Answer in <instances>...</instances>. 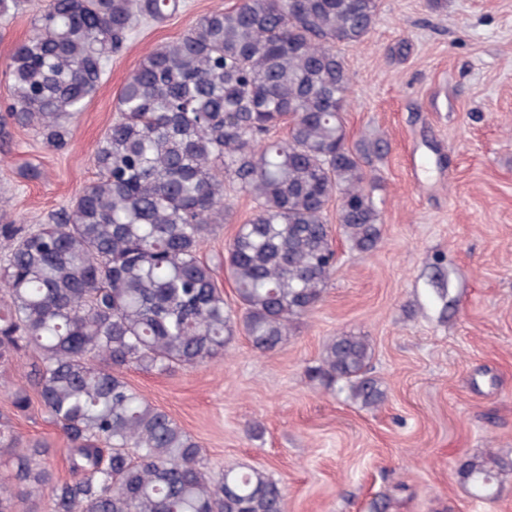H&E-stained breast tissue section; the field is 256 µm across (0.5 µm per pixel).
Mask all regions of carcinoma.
<instances>
[{"label": "carcinoma", "mask_w": 512, "mask_h": 512, "mask_svg": "<svg viewBox=\"0 0 512 512\" xmlns=\"http://www.w3.org/2000/svg\"><path fill=\"white\" fill-rule=\"evenodd\" d=\"M241 0L203 16L150 51L121 89L118 117L98 141L97 178L50 224L23 228L0 212V366L36 361L11 391L21 413L36 390L69 443L71 477L51 448L0 423V512H287L279 483L259 469L208 468L200 444L127 382L124 371L190 368L224 356L238 335L260 352L288 342L336 270L327 212L350 248L374 249L381 212L363 159L347 143L350 78L337 47L362 42L377 0ZM178 0H46L34 33L8 64L0 116L67 144L108 59L136 22L163 23ZM287 128L285 137L272 135ZM254 202L226 246L224 298L202 246L224 224L231 193ZM366 337L327 342L310 377L344 382L365 408L383 398ZM492 454L461 475L488 498L501 472Z\"/></svg>", "instance_id": "cac0c4a2"}]
</instances>
